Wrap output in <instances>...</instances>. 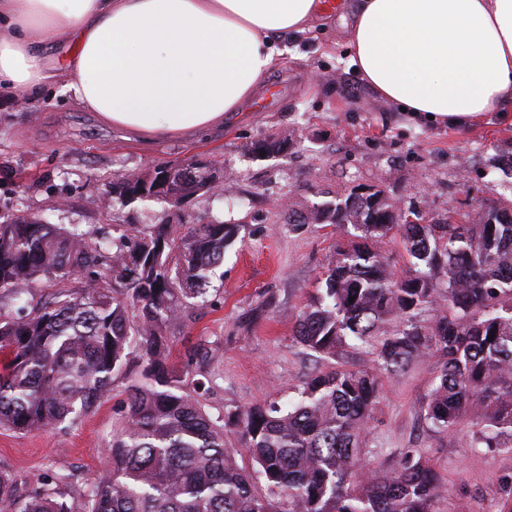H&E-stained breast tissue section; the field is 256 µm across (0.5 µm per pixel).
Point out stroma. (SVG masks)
<instances>
[{"label": "stroma", "instance_id": "stroma-1", "mask_svg": "<svg viewBox=\"0 0 512 512\" xmlns=\"http://www.w3.org/2000/svg\"><path fill=\"white\" fill-rule=\"evenodd\" d=\"M347 36V27L331 18L289 40L285 65L223 129L192 141L144 145L49 93L17 111L0 89V214L77 224L95 242L111 236L116 224L217 219L238 225L224 252L223 279H212L206 297L182 309L167 334L178 372L190 348L208 347V357L193 366L205 384L200 400L226 420V445L247 468L252 461L228 419L252 406L287 407L304 377L328 369L295 340L294 323L322 291L337 246L354 232L349 224H291L289 211L305 215L361 187L382 190L429 221L452 207L512 200V177L504 174L512 164L511 124L494 115L466 128L401 120L350 65ZM268 138L287 141V151L253 154L252 143ZM193 161L218 163L221 194L175 208L151 199L125 203L110 192L114 175ZM285 198L290 208L281 207ZM438 373L433 357L382 377L364 462L390 470L406 452L420 453L447 486L438 512H497L512 486V454L473 447L465 424L448 433L427 427L424 406ZM113 387L69 429L0 428V470L16 475L26 489L53 470L93 480L105 467L113 435L125 427L126 382L115 379Z\"/></svg>", "mask_w": 512, "mask_h": 512}]
</instances>
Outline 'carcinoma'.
<instances>
[{"label": "carcinoma", "instance_id": "obj_1", "mask_svg": "<svg viewBox=\"0 0 512 512\" xmlns=\"http://www.w3.org/2000/svg\"><path fill=\"white\" fill-rule=\"evenodd\" d=\"M154 173L112 183L119 197L151 192ZM199 171L175 170L163 194L205 195ZM507 224L365 223L324 202L306 220L354 225L336 252L325 291L300 312L295 339L334 360L353 342L372 350L368 369L332 368L297 385L281 410L235 415L255 473L240 467L224 426L202 407L199 382L169 367L168 325L224 262L237 225L215 221L126 229L93 243L76 225L24 214L0 216V427L17 432L74 426L113 390L125 388L126 427L110 444L106 469L68 503L72 477L42 476L25 493L0 470V512H437L445 484L428 459L361 467L381 376L440 358L425 419L453 432L473 413V445L512 453V203ZM409 270L392 272L381 244L393 232ZM81 275L84 286L68 283ZM124 285L115 296L112 282ZM22 283L53 292L29 293ZM441 301L424 330L420 311Z\"/></svg>", "mask_w": 512, "mask_h": 512}]
</instances>
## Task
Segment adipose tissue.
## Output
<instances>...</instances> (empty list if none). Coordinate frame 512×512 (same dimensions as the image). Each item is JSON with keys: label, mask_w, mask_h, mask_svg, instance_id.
<instances>
[{"label": "adipose tissue", "mask_w": 512, "mask_h": 512, "mask_svg": "<svg viewBox=\"0 0 512 512\" xmlns=\"http://www.w3.org/2000/svg\"><path fill=\"white\" fill-rule=\"evenodd\" d=\"M323 0H0V87L52 86L145 142L221 129L278 68ZM351 63L411 118L467 127L512 116V0H354ZM71 47L63 65L48 52Z\"/></svg>", "instance_id": "obj_1"}]
</instances>
